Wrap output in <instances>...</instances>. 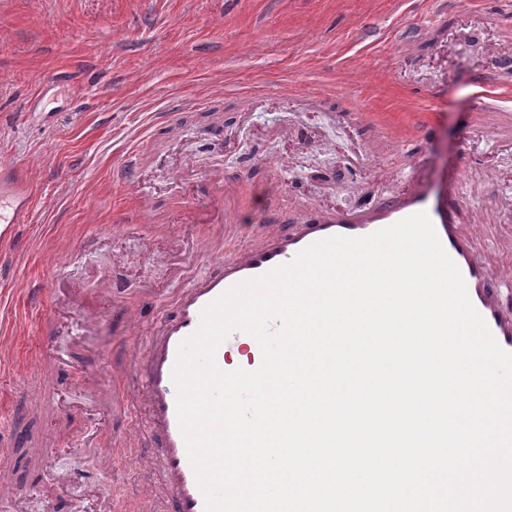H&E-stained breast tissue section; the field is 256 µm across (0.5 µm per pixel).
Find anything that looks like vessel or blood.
<instances>
[{"label": "vessel or blood", "instance_id": "b4317fda", "mask_svg": "<svg viewBox=\"0 0 512 512\" xmlns=\"http://www.w3.org/2000/svg\"><path fill=\"white\" fill-rule=\"evenodd\" d=\"M10 169V164L0 165V248L15 239L21 225L32 221L28 187L22 177H10ZM446 186L443 180L429 186L415 183L396 199L358 213L309 211L298 224L253 240L241 251L214 254L211 272L191 279L175 295L145 294V302L158 311L159 326L148 335L146 351L138 360L145 410L138 428L148 435L159 455V484L167 498L166 512H205L177 418L172 371L179 344L198 328L202 310L230 287L291 261L316 241L332 236L363 237L415 213H427L465 280L473 306L501 348L512 352V308L490 288L492 273L473 245L476 230L457 223Z\"/></svg>", "mask_w": 512, "mask_h": 512}]
</instances>
